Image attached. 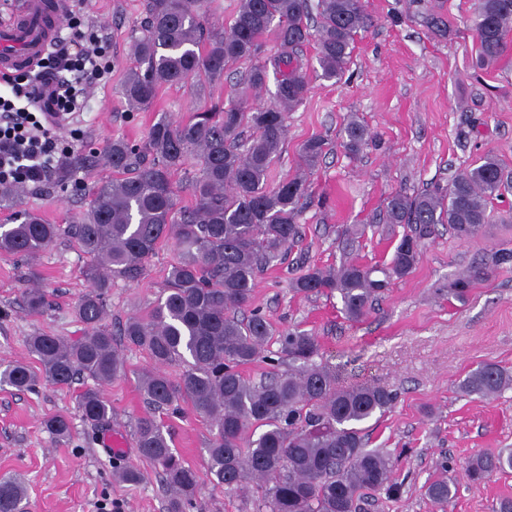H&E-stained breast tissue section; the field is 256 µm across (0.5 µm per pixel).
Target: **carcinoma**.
<instances>
[{"instance_id": "carcinoma-1", "label": "carcinoma", "mask_w": 512, "mask_h": 512, "mask_svg": "<svg viewBox=\"0 0 512 512\" xmlns=\"http://www.w3.org/2000/svg\"><path fill=\"white\" fill-rule=\"evenodd\" d=\"M207 0H147L145 17L132 36L136 65L123 93L133 109L150 107L160 89L191 81L208 83L239 61L262 53V37L276 36L280 52L251 66L242 93L266 87L269 71L279 75L274 102L246 109L231 102L193 114L174 124L162 117L141 144L114 140L106 160L112 177L93 190L88 209L70 232L91 259L85 271L89 291L75 306L87 334L70 343L60 336L29 338L41 369L16 362L0 370V384L31 389L45 381L69 385L77 376L95 386L80 395L84 421L98 427L112 418L101 388L123 370V359L103 321L105 294L112 278L140 280L149 257L173 240L178 259L168 272L167 288L149 318L131 317L121 336L129 347L146 350L155 363L141 376V390L156 410L182 399L207 419L214 433L207 468L218 486L244 495L259 493L256 512H363L362 491L398 493L389 455L366 448L361 424L392 408L396 394L375 384H340L345 365L322 361L314 333L299 328L275 333L270 321L252 307L258 275L301 238L299 217L308 197L304 174L269 186L268 172L281 154L286 115L308 92L299 52L313 41L321 76L341 79L356 37L367 17L363 0H238L228 27L209 32L201 18ZM317 11V25L309 23ZM479 44L478 62L488 66L509 48L512 0H475L468 20ZM369 140L367 127L352 119L342 129L345 150L358 154ZM320 137L300 148L302 167L313 168L325 154ZM199 166L191 185L193 204L177 206L172 176L188 159ZM512 189V176L492 154L458 172L446 189L387 198L386 215L404 232L390 258L375 267L345 263L336 269L309 267L292 280L305 296L338 293L345 317L362 320L391 285L410 275L435 226L446 224L462 241L493 219L489 205ZM58 227L32 212L18 224H0V252L31 260L56 238ZM512 263V251L495 252L467 273L448 280V300L465 303L479 282ZM272 355H262L270 342ZM263 359L269 371L254 381L242 367ZM179 363L171 378L164 368ZM288 365V371L280 366ZM512 386V373L483 363L463 383L468 396L490 399ZM63 438L70 423L62 416L44 422ZM136 446L172 491L167 512H186L199 488L195 469L171 446L155 416L135 424ZM512 468V450L480 456L466 465L477 483ZM426 496L446 504L452 484L445 476L429 481ZM27 492L15 479H0V512H28Z\"/></svg>"}]
</instances>
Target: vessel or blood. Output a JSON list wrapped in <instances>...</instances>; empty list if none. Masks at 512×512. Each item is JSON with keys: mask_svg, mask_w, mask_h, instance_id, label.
Wrapping results in <instances>:
<instances>
[{"mask_svg": "<svg viewBox=\"0 0 512 512\" xmlns=\"http://www.w3.org/2000/svg\"><path fill=\"white\" fill-rule=\"evenodd\" d=\"M61 0H7L0 10V74L31 68L47 52Z\"/></svg>", "mask_w": 512, "mask_h": 512, "instance_id": "vessel-or-blood-1", "label": "vessel or blood"}]
</instances>
